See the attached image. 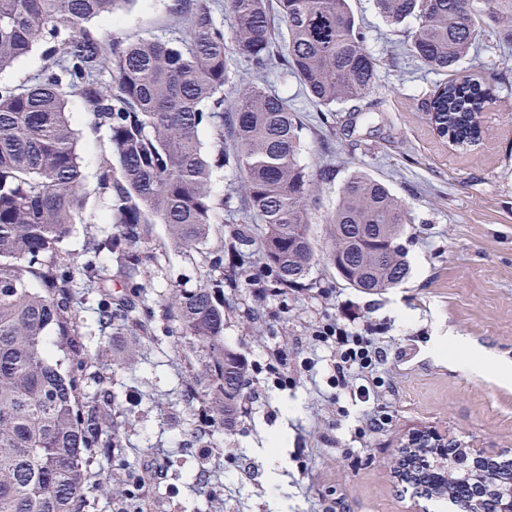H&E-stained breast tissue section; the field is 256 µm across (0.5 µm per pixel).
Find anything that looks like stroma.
Returning <instances> with one entry per match:
<instances>
[{"mask_svg":"<svg viewBox=\"0 0 512 512\" xmlns=\"http://www.w3.org/2000/svg\"><path fill=\"white\" fill-rule=\"evenodd\" d=\"M174 0H133L126 11L95 20L101 31L137 39L186 37L187 22H173ZM369 48L381 59L385 84L362 101V112H321L295 78L279 71L266 76L269 88L297 107L303 123L300 163L312 174L327 173L309 233L316 260L302 288L256 302L248 281L224 291V340L251 363H265L270 352L288 356L286 389L255 385L248 414L221 437L211 456L206 484L189 483L201 448L182 400V382L202 365L188 358L181 331L168 314L172 293L198 286L207 272L204 258L241 228L239 216L225 215L199 249L175 246L166 225L154 224L149 244L157 264L144 269L145 302L153 310V337L130 330L99 335L93 314L80 318L91 349L105 348L112 365V390L120 409L127 448L105 464L113 488L124 469L155 472L140 503L143 512H309L310 499L337 493L343 512H451L446 501L427 498L394 476L401 444L414 430L429 427L461 444L469 457L485 454L512 459V378L460 368L450 355L436 353V337L469 339L480 351L512 365V49L481 51L479 61L502 75L496 101L480 116L481 140L455 150L440 140L422 107L436 80L408 56L403 35L384 25L373 0H350ZM76 133L85 205L61 249L82 253L90 231H111L106 202L97 181L105 131H93L79 99L67 104ZM388 184L412 222L402 243L410 265L398 287L367 294L349 288L330 264L332 234L323 221L339 189L353 172ZM353 304L359 316L380 323L388 338L385 379L388 426L366 443L354 442L364 405L348 392L317 394L301 366L311 350L315 325L338 317ZM288 447L281 481L270 482L272 460L261 447L278 432Z\"/></svg>","mask_w":512,"mask_h":512,"instance_id":"1","label":"stroma"}]
</instances>
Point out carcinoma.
<instances>
[{"label": "carcinoma", "instance_id": "carcinoma-1", "mask_svg": "<svg viewBox=\"0 0 512 512\" xmlns=\"http://www.w3.org/2000/svg\"><path fill=\"white\" fill-rule=\"evenodd\" d=\"M132 2L0 0V71L39 44L48 61L28 84L0 86V512L102 509L106 479L96 463L121 451L122 432L112 420V365L90 357L79 309L88 306L102 334H152L139 281L157 260L147 225H166L188 250L223 223L213 169L229 161L224 139L243 175L240 207L265 229L271 284L288 289L307 277L310 211L324 178L300 164L296 109L268 89L265 74L281 65L325 112L362 101L383 78L349 0H277L278 43L269 0H224L235 20L228 30L209 0H177L188 12L185 41L129 40L88 28ZM374 3L388 26L408 25L410 56L443 76L425 102L433 131L456 148L475 145L493 87L460 66L480 41L512 46V0ZM70 97L106 130L99 189L113 224L76 259L60 251L83 197ZM203 126L215 138L210 154L199 138ZM325 221L334 238L330 261L348 286L372 294L408 277L401 240L411 218L384 183L354 172ZM251 247V237L236 232L213 254L199 287L172 295L182 336L202 360V372L183 389L201 437L232 430L241 413L248 367L224 342V282L247 272ZM114 264L118 296L109 286ZM477 478L484 512H499L496 488L512 486V470ZM423 484L458 512L473 499L465 481L448 479L441 457Z\"/></svg>", "mask_w": 512, "mask_h": 512}]
</instances>
